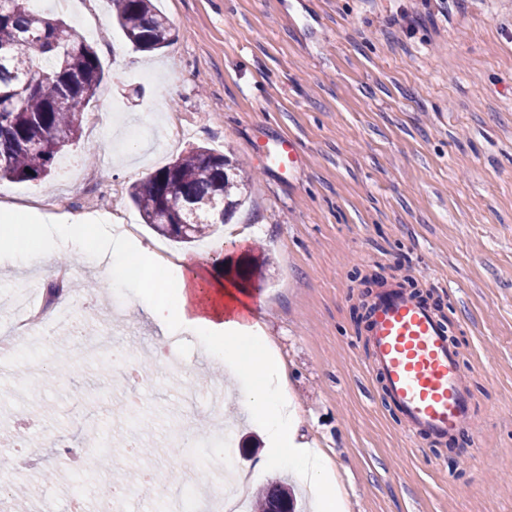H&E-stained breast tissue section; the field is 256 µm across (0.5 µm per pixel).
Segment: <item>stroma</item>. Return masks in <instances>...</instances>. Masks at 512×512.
Instances as JSON below:
<instances>
[{
	"mask_svg": "<svg viewBox=\"0 0 512 512\" xmlns=\"http://www.w3.org/2000/svg\"><path fill=\"white\" fill-rule=\"evenodd\" d=\"M171 44L135 50L112 21L110 0H71L55 9L75 33L93 27L103 81L89 109L104 124L80 137L41 183L0 181V205L29 209L56 192L54 210L97 225L114 211L137 221L134 241L223 271H261L242 287L260 308L299 412V430L333 471L344 512H512V0H155ZM417 19L411 34L397 26ZM150 73L147 81L139 73ZM189 129L165 141L167 114ZM293 136L305 163L286 181L262 168L251 144ZM196 146L231 159L249 199L232 231L184 247L140 223L132 183ZM99 250L73 261L75 317L99 333L114 299L124 314L117 344L153 371L138 391L135 427L165 458L125 453L127 428L115 408L111 370L69 357V337L22 339L40 375L0 379V458L10 480L30 486L29 512L43 499L65 512L75 464L56 438L94 450L106 434L100 480L155 484L122 504L155 512L158 495L179 490L175 446L188 452L232 437L227 457L248 473L245 500L274 482L293 485L299 512H314L307 487L287 469L256 471L261 430L237 401L239 383L211 361L194 336H165L134 304L136 290L101 277ZM417 289L449 318L474 406L457 448L419 445L367 369V280ZM46 288L36 269L0 255V326L13 321L26 285ZM167 347L181 361L167 369ZM89 421L75 419L72 393Z\"/></svg>",
	"mask_w": 512,
	"mask_h": 512,
	"instance_id": "obj_1",
	"label": "stroma"
}]
</instances>
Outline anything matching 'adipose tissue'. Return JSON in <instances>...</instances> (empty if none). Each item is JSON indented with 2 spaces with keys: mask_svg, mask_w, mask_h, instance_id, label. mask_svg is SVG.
<instances>
[{
  "mask_svg": "<svg viewBox=\"0 0 512 512\" xmlns=\"http://www.w3.org/2000/svg\"><path fill=\"white\" fill-rule=\"evenodd\" d=\"M0 230L20 265H38L49 280L57 274L63 247L85 255L99 244L93 225L50 228L37 214L11 208L0 210ZM130 265L156 275L152 289L139 300L161 333L196 336L212 357L225 362L229 373L245 381L240 403L249 418L262 425L268 441L260 468H288L310 487L316 512H339L340 498L324 461L310 452L299 434L296 410L288 398V374L273 340L260 335L258 325H241L247 304L239 296L240 286L223 273H205L186 262L158 272L154 255L125 247L111 251L103 276L111 283L123 282V271Z\"/></svg>",
  "mask_w": 512,
  "mask_h": 512,
  "instance_id": "ef3b65f1",
  "label": "adipose tissue"
}]
</instances>
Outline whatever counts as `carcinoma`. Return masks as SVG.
<instances>
[{
  "label": "carcinoma",
  "mask_w": 512,
  "mask_h": 512,
  "mask_svg": "<svg viewBox=\"0 0 512 512\" xmlns=\"http://www.w3.org/2000/svg\"><path fill=\"white\" fill-rule=\"evenodd\" d=\"M112 15L127 41L152 52L170 43L168 20L152 0H112ZM103 79L95 48L67 23L28 8V0H0V180L41 181L80 135L86 110ZM229 159L197 146L131 185L129 198L157 234L191 244L225 223L244 196L228 173ZM32 173H27V170ZM293 502L291 490H260L255 512Z\"/></svg>",
  "instance_id": "cac0c4a2"
}]
</instances>
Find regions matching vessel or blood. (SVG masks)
<instances>
[{
	"mask_svg": "<svg viewBox=\"0 0 512 512\" xmlns=\"http://www.w3.org/2000/svg\"><path fill=\"white\" fill-rule=\"evenodd\" d=\"M264 157L282 176L294 175L303 163L288 135L268 141ZM448 333L443 316L394 284L381 287L369 309L370 365L385 398L413 437L434 442L472 423L469 383Z\"/></svg>",
	"mask_w": 512,
	"mask_h": 512,
	"instance_id": "1",
	"label": "vessel or blood"
}]
</instances>
